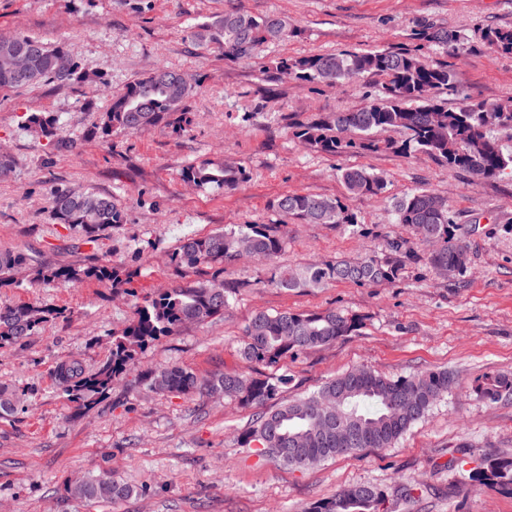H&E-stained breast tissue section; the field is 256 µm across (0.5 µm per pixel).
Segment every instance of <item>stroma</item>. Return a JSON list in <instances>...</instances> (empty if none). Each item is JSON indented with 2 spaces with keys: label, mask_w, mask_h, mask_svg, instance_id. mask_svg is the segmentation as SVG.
I'll return each mask as SVG.
<instances>
[{
  "label": "stroma",
  "mask_w": 512,
  "mask_h": 512,
  "mask_svg": "<svg viewBox=\"0 0 512 512\" xmlns=\"http://www.w3.org/2000/svg\"><path fill=\"white\" fill-rule=\"evenodd\" d=\"M232 10L287 15L297 32L259 60H235L191 38L193 24ZM430 27L457 31L468 50L436 52L418 38ZM490 28L512 29V0H0V33L63 44L84 70L102 77L97 84L0 91V149L14 160L0 178V251L51 265L106 260L131 275L116 290L97 281L34 284L21 270L13 285L0 288V307L50 304L65 311L22 342L0 346V385L22 394L17 411L0 417V512H308L340 488L387 490L400 480L416 492L396 512H512V494L470 479L485 458L512 457V398L491 402L475 391L484 376H512V175L479 179L425 153L314 152L294 137L296 127L363 108L381 76L333 86L274 77L284 58L408 48L450 67L455 88L441 94L449 108L465 98L503 101L512 98V54L484 44ZM162 68L184 72L195 86L185 131L159 126L118 131L104 143L86 139L112 95ZM31 112L58 116L59 140L28 132L23 121ZM209 159L242 164L247 182L220 190L184 180L189 165ZM348 166L385 176L384 193L350 195L337 174ZM59 187L112 198L121 224L95 243L71 247L70 230L48 204ZM419 187L447 198L469 255L465 272L441 278L420 261L406 264L390 284L289 292L267 284V265L258 259L185 271L170 261L184 236L278 223L271 204L289 192L340 200L357 222L289 223L279 264L364 251L381 256L386 237L400 231L392 199ZM212 278L229 294L223 317L184 324L141 351L91 408L71 401L55 377L59 364L77 360L96 371L112 334L130 323L145 297ZM328 309L362 315L359 335L273 365L241 359L243 328L256 312ZM174 364L203 379L288 375L281 403L355 366L389 377L445 368L459 384L394 447L295 470L240 446L254 409L142 385V371ZM103 470L136 486V494L95 503L66 493V482Z\"/></svg>",
  "instance_id": "35a3bbf8"
}]
</instances>
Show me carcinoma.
I'll return each instance as SVG.
<instances>
[{"label": "carcinoma", "mask_w": 512, "mask_h": 512, "mask_svg": "<svg viewBox=\"0 0 512 512\" xmlns=\"http://www.w3.org/2000/svg\"><path fill=\"white\" fill-rule=\"evenodd\" d=\"M291 20L282 14L256 17L226 11L192 28L201 45H217L235 59H258L269 47L294 36ZM420 39L448 53H460L467 43L453 30L428 28ZM484 43L512 53V30L488 29ZM68 58L61 44L18 34L0 41V89H25L43 84H86L99 81L73 63L69 77L57 74L59 61ZM279 75L296 80L339 84L376 74L383 77L370 102L356 112L330 113L297 126L294 136L309 148L327 155L395 150L404 154L423 152L464 168L480 179L512 172V150L503 148L495 131L512 129V99L499 102H464L450 110L438 97L453 88V74L446 65H430L409 49L326 53L278 62ZM192 84L182 72L158 69L129 83L111 98L87 134L105 138L115 131L139 133L158 126L179 128L186 112ZM24 127L47 138L61 129L59 118L48 112H31ZM394 130L400 140H378L381 130ZM183 177L198 187L233 189L245 182L241 165L227 160L201 161L188 166ZM347 191L356 196H378L386 179L363 167L339 169ZM283 218L305 224H350L357 219L337 199L316 194L288 193L273 201ZM54 217L66 224L85 243H93L106 230L122 222L112 199L92 191L69 196L57 189L50 200ZM394 223L409 234L387 240L382 257L365 252L355 258L282 267L274 259L285 244L279 224H239L205 236L183 238L171 256L177 268L232 262L243 257L270 263L267 284L287 291L314 290L344 282L378 286L394 282L410 261L424 260L441 277L467 268V250L456 240L454 221L447 200L428 189H416L392 201ZM30 271L33 283L82 284L108 281L117 289L128 275L106 261L83 266L32 263L22 253L0 252V286L12 284L20 267ZM229 298L217 280L186 284L145 299L134 319L111 338L110 356L94 373L77 361L56 367V378L80 406L95 403L112 389V382L133 364L138 353L163 337L171 336L185 323H200L224 316ZM64 314L52 305L19 304L0 308V345L15 344ZM363 317L336 310L322 312H258L244 327L242 356L250 362L276 363L301 351L322 348L360 331ZM143 381L159 393H207L222 396L241 407L259 410L254 424L241 433L240 443L260 458L295 469L307 461L324 462L356 454L366 448H390L433 404L448 394L454 378L446 369H429L411 376H384L367 368H353L326 382L317 391L284 405L274 404L280 389L290 382L277 378L224 373L200 379L190 369L171 365L147 371ZM495 402L512 395V377L495 376L475 387ZM16 391L0 386V414L18 409ZM471 480L512 488V457L486 459ZM405 483L387 492L371 485L341 489L314 504L309 512H392L391 502L413 498ZM66 492L88 500H121L136 489L103 471L66 486Z\"/></svg>", "instance_id": "obj_1"}]
</instances>
